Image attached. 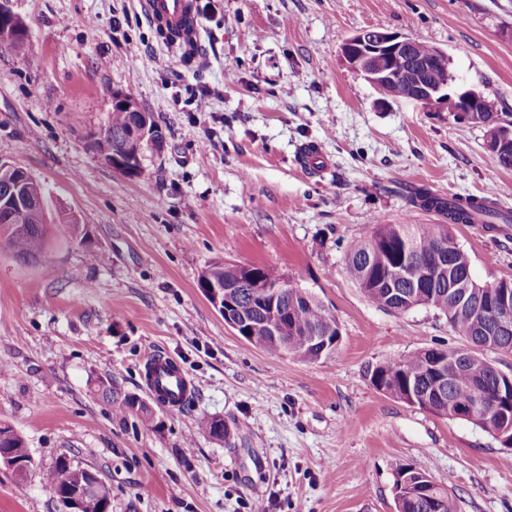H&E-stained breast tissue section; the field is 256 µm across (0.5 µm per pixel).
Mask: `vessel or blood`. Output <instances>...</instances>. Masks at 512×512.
<instances>
[{
	"instance_id": "obj_1",
	"label": "vessel or blood",
	"mask_w": 512,
	"mask_h": 512,
	"mask_svg": "<svg viewBox=\"0 0 512 512\" xmlns=\"http://www.w3.org/2000/svg\"><path fill=\"white\" fill-rule=\"evenodd\" d=\"M153 24L165 29L170 42L184 50H200L201 23L191 0H140ZM144 380L147 391L162 397L171 409H181L196 391L179 364L172 357L154 352L146 356Z\"/></svg>"
}]
</instances>
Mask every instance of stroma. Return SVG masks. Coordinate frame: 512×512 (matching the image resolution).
I'll use <instances>...</instances> for the list:
<instances>
[{"label": "stroma", "mask_w": 512, "mask_h": 512, "mask_svg": "<svg viewBox=\"0 0 512 512\" xmlns=\"http://www.w3.org/2000/svg\"><path fill=\"white\" fill-rule=\"evenodd\" d=\"M203 54L170 48L139 0H0L30 30L26 63L0 53V161L24 168L86 229L51 219L34 264L0 247V421L27 442L25 482L0 465V512H61L42 475L59 457L96 472L112 512H396L399 466L429 474L454 512H512V449L473 423L411 406L372 382L376 366L462 346L448 319L370 302L346 266L376 224H436L410 205L425 188L496 194L512 169L485 126L381 95L343 43L382 28L444 51L461 88L512 126V0H195ZM137 43L130 55L127 42ZM210 90V109L175 98ZM161 127L146 177L89 146L112 96ZM318 144L327 162H303ZM476 281L512 279V224H455ZM216 261L266 265L336 319L328 359L243 341L198 286ZM177 360L198 390L180 411L125 414L102 398L147 399V352ZM223 419L229 441L199 430Z\"/></svg>", "instance_id": "obj_1"}]
</instances>
